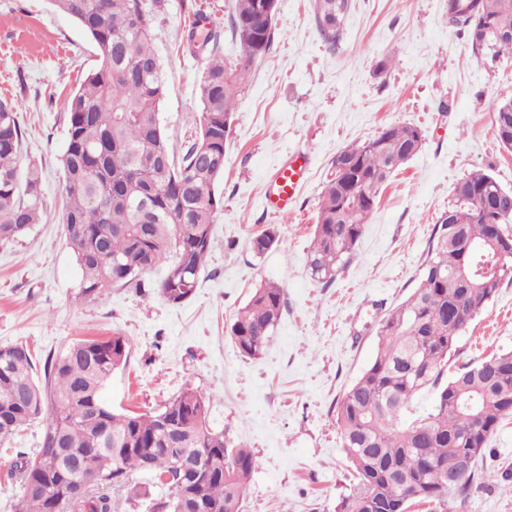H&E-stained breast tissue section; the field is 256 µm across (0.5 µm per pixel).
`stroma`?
<instances>
[{"mask_svg": "<svg viewBox=\"0 0 512 512\" xmlns=\"http://www.w3.org/2000/svg\"><path fill=\"white\" fill-rule=\"evenodd\" d=\"M234 0H159L152 45L166 79L159 122L174 145L199 129L197 87L210 54L187 40L194 14L207 16L225 61L239 47L227 27ZM79 24L50 0H0V99L24 130L22 160L42 170L38 224L0 243V348L25 343L58 354L87 337H125L130 353L104 399L119 412L163 405L184 386L211 403L210 424L257 460L244 512H336L350 484L336 428V405L376 348L374 303L392 308L411 293L433 227L454 187L481 169L512 191V151L497 141L492 102L512 98V59L476 54L448 23V0H349L336 48L320 38L314 0H278L275 37L239 94L216 192L211 249L197 288L183 304L158 294L156 267L139 288L79 294L80 271L61 211L60 158L72 93L97 64ZM393 58L392 68L376 65ZM412 124L423 147L379 195L347 267L331 283L312 279L307 255L331 162L344 147L392 125ZM304 153L308 172L291 213L263 203L269 177ZM279 225L281 244L254 256L249 242ZM274 281L287 306L262 358L240 355L230 337L237 312L260 284ZM512 349V283L503 285L461 333L454 366ZM41 423L0 447V512H14L9 473L16 454L37 447ZM479 468L497 473L447 510L512 512V418L492 435Z\"/></svg>", "mask_w": 512, "mask_h": 512, "instance_id": "35a3bbf8", "label": "stroma"}]
</instances>
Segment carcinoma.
Instances as JSON below:
<instances>
[{"label":"carcinoma","instance_id":"1","mask_svg":"<svg viewBox=\"0 0 512 512\" xmlns=\"http://www.w3.org/2000/svg\"><path fill=\"white\" fill-rule=\"evenodd\" d=\"M74 19L96 47L98 66L74 93L61 165L64 234L81 270L80 294L114 286L141 287L138 277L168 264L158 293L180 304L197 287L222 204L215 158L224 157L237 96L252 67L269 52L275 26L254 32L255 0H235L229 15L240 48L227 64L212 49L199 84V131L180 158L159 121L165 81L151 47L145 0H50ZM315 20L335 47L344 13L336 0H315ZM196 14L189 39L215 40ZM448 23L468 35L477 54L512 58V0H448ZM494 133L512 149V99L492 106ZM422 131L389 126L340 151L347 165L331 174L308 253L312 277L330 282L350 259L376 208L379 190L422 148ZM22 129L15 106L0 101V242L38 223L41 175L27 166L20 180ZM483 170L457 182L456 204L434 225L428 256L408 298L379 317L375 354L337 406L343 452L354 473L336 512H409L465 499L490 477L473 468L455 480L458 459L484 456L502 420L512 416V350L498 351L448 374L459 335L505 282H512V200ZM270 224L252 237L256 256L276 248ZM286 306L284 289H256L230 327L249 359L266 352ZM130 345L121 336L81 339L42 369L25 344L0 348V446L43 416L39 447L17 453L10 480L19 489L15 512H115L113 493L147 512H243L256 468L253 453L212 428L204 396L188 386L156 412L119 413L102 399ZM432 389L430 411L410 422L404 412ZM200 450L195 470L182 453ZM89 459V467L79 463ZM167 488L166 497L153 488Z\"/></svg>","mask_w":512,"mask_h":512}]
</instances>
